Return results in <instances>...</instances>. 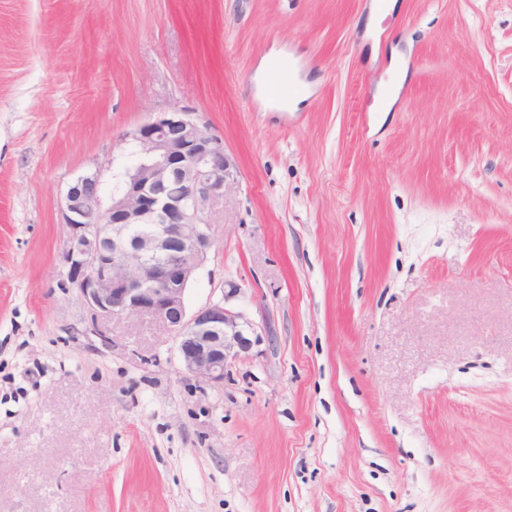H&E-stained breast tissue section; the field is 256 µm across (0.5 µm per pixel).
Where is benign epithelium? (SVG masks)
<instances>
[{"label":"benign epithelium","mask_w":512,"mask_h":512,"mask_svg":"<svg viewBox=\"0 0 512 512\" xmlns=\"http://www.w3.org/2000/svg\"><path fill=\"white\" fill-rule=\"evenodd\" d=\"M124 138L138 162L108 205L96 170L67 186L61 285L79 288L94 327L112 316L158 320L176 333L185 370L221 384L228 363L251 349L252 324L226 307L234 287L190 316L185 294L215 247L210 212L237 183L234 164L224 139L186 109L154 112Z\"/></svg>","instance_id":"obj_1"}]
</instances>
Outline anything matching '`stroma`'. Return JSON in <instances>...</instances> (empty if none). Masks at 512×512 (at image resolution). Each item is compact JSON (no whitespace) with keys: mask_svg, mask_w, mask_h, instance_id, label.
I'll return each mask as SVG.
<instances>
[{"mask_svg":"<svg viewBox=\"0 0 512 512\" xmlns=\"http://www.w3.org/2000/svg\"><path fill=\"white\" fill-rule=\"evenodd\" d=\"M173 108L237 166L219 385L60 284L67 185ZM0 512H512V0H0Z\"/></svg>","mask_w":512,"mask_h":512,"instance_id":"stroma-1","label":"stroma"}]
</instances>
